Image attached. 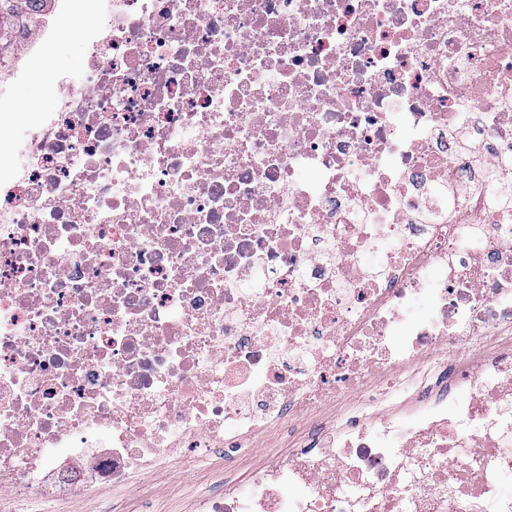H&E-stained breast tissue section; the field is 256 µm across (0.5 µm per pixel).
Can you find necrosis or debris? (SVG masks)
<instances>
[{
	"label": "necrosis or debris",
	"mask_w": 512,
	"mask_h": 512,
	"mask_svg": "<svg viewBox=\"0 0 512 512\" xmlns=\"http://www.w3.org/2000/svg\"><path fill=\"white\" fill-rule=\"evenodd\" d=\"M81 35L0 153V499L307 418L196 512H512V0H105Z\"/></svg>",
	"instance_id": "necrosis-or-debris-1"
}]
</instances>
